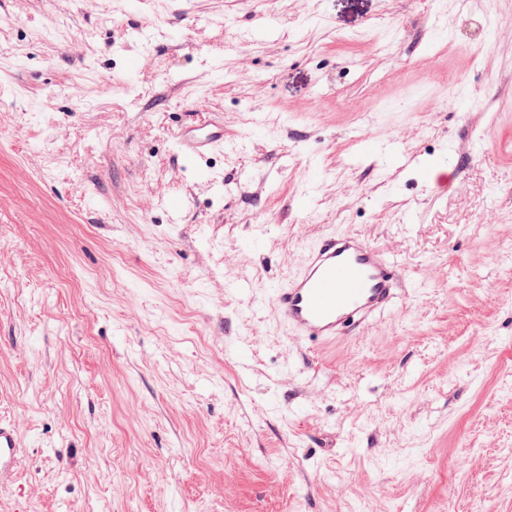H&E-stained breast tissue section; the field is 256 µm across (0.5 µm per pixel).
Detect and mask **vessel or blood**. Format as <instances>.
<instances>
[{"instance_id":"b4317fda","label":"vessel or blood","mask_w":512,"mask_h":512,"mask_svg":"<svg viewBox=\"0 0 512 512\" xmlns=\"http://www.w3.org/2000/svg\"><path fill=\"white\" fill-rule=\"evenodd\" d=\"M224 146V124L187 125L180 151L205 157ZM403 264L395 256L347 233H327L308 249L299 271L274 288L278 321L300 340L323 344L354 336L400 298ZM21 461L18 431L0 422V479Z\"/></svg>"}]
</instances>
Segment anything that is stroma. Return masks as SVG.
I'll return each mask as SVG.
<instances>
[{
  "mask_svg": "<svg viewBox=\"0 0 512 512\" xmlns=\"http://www.w3.org/2000/svg\"><path fill=\"white\" fill-rule=\"evenodd\" d=\"M491 10L0 0V512H512ZM218 112L223 150L182 155ZM331 231L409 288L312 349L268 296ZM19 447L16 427L0 421V481L18 470L21 461Z\"/></svg>",
  "mask_w": 512,
  "mask_h": 512,
  "instance_id": "obj_1",
  "label": "stroma"
}]
</instances>
